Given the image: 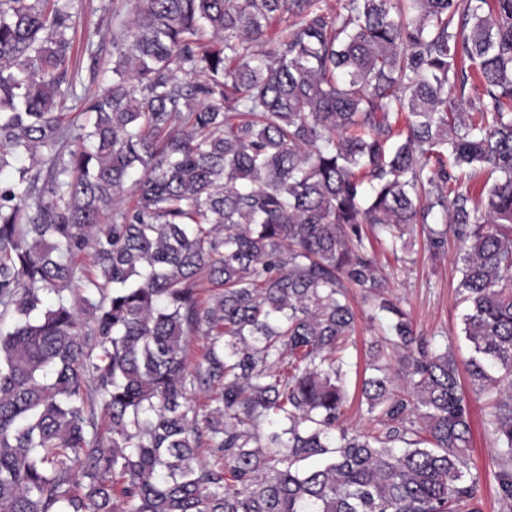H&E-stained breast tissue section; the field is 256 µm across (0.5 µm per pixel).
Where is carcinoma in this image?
Segmentation results:
<instances>
[{
	"label": "carcinoma",
	"mask_w": 512,
	"mask_h": 512,
	"mask_svg": "<svg viewBox=\"0 0 512 512\" xmlns=\"http://www.w3.org/2000/svg\"><path fill=\"white\" fill-rule=\"evenodd\" d=\"M73 2L0 0V512H481L459 363L375 255L416 224L463 245L512 509V0H132L83 97ZM349 287L392 316L363 431Z\"/></svg>",
	"instance_id": "cac0c4a2"
}]
</instances>
